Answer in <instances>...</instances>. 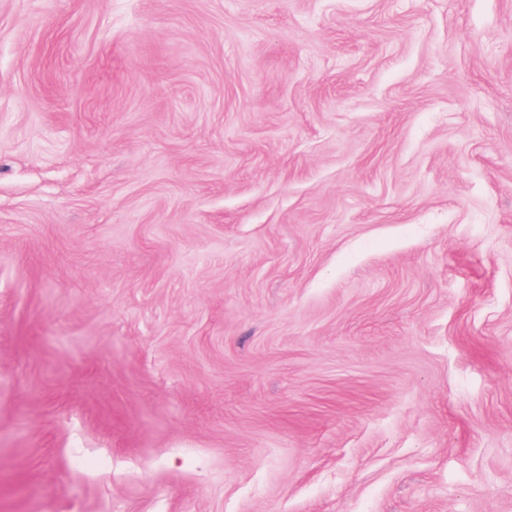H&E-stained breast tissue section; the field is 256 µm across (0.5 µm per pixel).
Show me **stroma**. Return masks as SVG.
I'll use <instances>...</instances> for the list:
<instances>
[{"instance_id": "35a3bbf8", "label": "stroma", "mask_w": 512, "mask_h": 512, "mask_svg": "<svg viewBox=\"0 0 512 512\" xmlns=\"http://www.w3.org/2000/svg\"><path fill=\"white\" fill-rule=\"evenodd\" d=\"M0 512H512V0H0Z\"/></svg>"}]
</instances>
